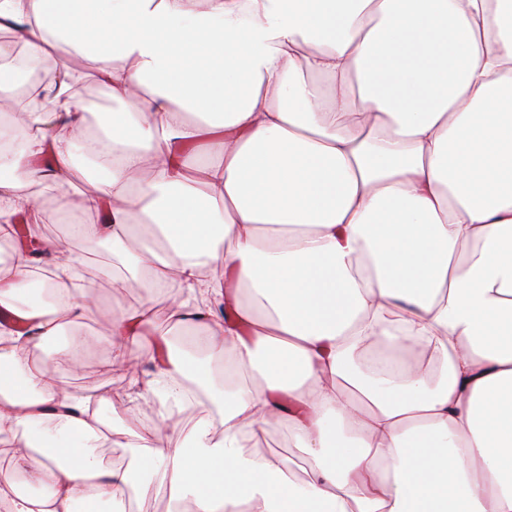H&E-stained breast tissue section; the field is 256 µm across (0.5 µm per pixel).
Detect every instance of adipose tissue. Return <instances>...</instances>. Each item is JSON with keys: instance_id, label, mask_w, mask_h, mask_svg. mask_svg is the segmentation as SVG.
Returning a JSON list of instances; mask_svg holds the SVG:
<instances>
[{"instance_id": "ef3b65f1", "label": "adipose tissue", "mask_w": 512, "mask_h": 512, "mask_svg": "<svg viewBox=\"0 0 512 512\" xmlns=\"http://www.w3.org/2000/svg\"><path fill=\"white\" fill-rule=\"evenodd\" d=\"M0 29L56 68L32 107L0 44V512L166 485L193 512H512V0H0ZM77 57L116 105L98 144ZM48 201L106 211L76 233L124 257L114 291L142 285L107 366L149 426L99 432L105 397L36 363L56 338L81 365L96 302ZM174 330L206 368L158 357ZM186 379L220 418L184 435ZM271 426L304 480L244 454ZM128 436L113 467L99 450Z\"/></svg>"}]
</instances>
